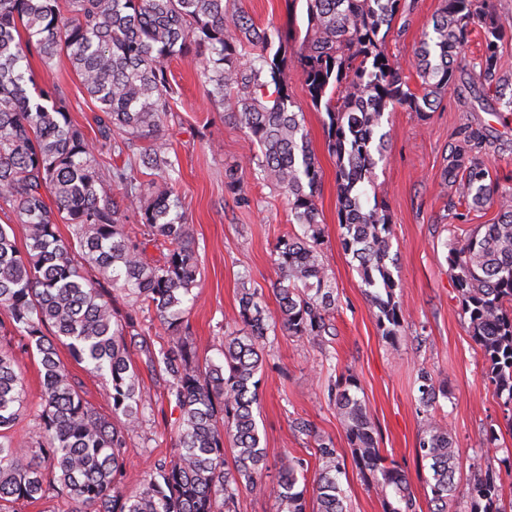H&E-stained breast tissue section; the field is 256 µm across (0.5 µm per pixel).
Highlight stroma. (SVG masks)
I'll list each match as a JSON object with an SVG mask.
<instances>
[{
  "label": "stroma",
  "instance_id": "stroma-1",
  "mask_svg": "<svg viewBox=\"0 0 512 512\" xmlns=\"http://www.w3.org/2000/svg\"><path fill=\"white\" fill-rule=\"evenodd\" d=\"M386 39L389 55L396 59L412 90H419L415 50L423 32L431 30L441 0H406ZM232 10L244 13L255 27H292L298 36L307 29L305 0H230ZM479 39L471 37L456 72L454 86L426 114L396 108L385 112L382 132L388 141L387 157L376 170L374 185L363 198L365 206L381 201L392 226V272L398 287L395 299L404 315L405 330L396 337L383 336L377 309L365 294L355 264L341 244L338 224L336 162L327 149L323 112L311 104L295 67L297 40L288 43L284 76L293 99L304 113V125L323 171L317 205L324 222L320 246L327 274L336 285L334 332L318 340H302L277 333L268 340V356L259 373L260 399L255 410L261 444L267 452L266 484L277 477L281 455L299 459L308 481H315L321 462L314 435L330 439L345 460L338 481L352 512H384L383 495L354 460L328 386L345 372L360 385L383 457L407 475L416 499V512H428L427 481L430 472L417 451L418 438L427 417L418 412L420 372L434 377L441 391L433 411L447 426L459 450L457 481L473 475L493 478L505 499L512 500V430L503 424L502 399L496 397L487 378V364L480 348L467 332L461 298L445 259V243L466 237L477 225L492 223L495 209L454 217L460 195L457 183L443 173L453 157L469 150L467 136L482 131L491 179L512 177V118L498 117L500 104L494 94H482L471 75V61ZM30 67L37 86L59 87L62 104L72 122L92 141L102 170L122 165L97 133L98 105L83 91L78 75L66 56L43 63L31 56ZM175 93L164 121V133L179 159L174 181L136 172L146 193L174 185L182 212L193 233L199 259L197 300L185 319L201 357L221 360L224 329L238 309L241 286L262 290L269 315L278 316L272 291L276 279L274 249L277 242L297 230L288 209L285 189L258 179L247 164L249 141L245 129L210 99L198 67L190 59L169 61ZM238 170V190H229L224 171ZM23 339L12 335L19 351L24 377L25 418L20 427L30 432L40 413V365L21 353ZM59 356L84 390L85 399L100 413L110 414L109 383L76 363L67 348ZM132 362L141 389L151 405L142 426L130 437L124 454L125 492L139 489L140 482L168 456L176 439L180 411L164 394L165 376L149 368L140 355ZM304 419L314 434L293 431L292 423ZM496 427L498 439L487 442L486 431Z\"/></svg>",
  "mask_w": 512,
  "mask_h": 512
}]
</instances>
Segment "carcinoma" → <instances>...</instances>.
Instances as JSON below:
<instances>
[{
	"label": "carcinoma",
	"mask_w": 512,
	"mask_h": 512,
	"mask_svg": "<svg viewBox=\"0 0 512 512\" xmlns=\"http://www.w3.org/2000/svg\"><path fill=\"white\" fill-rule=\"evenodd\" d=\"M402 0H306L308 26L298 51L299 74L316 107L324 106L328 150L336 157L342 245L357 262L361 287L378 309L384 335L399 336L404 317L394 300L398 287L389 263L391 224L379 204L362 203L365 186L386 158L384 112L402 107L424 112L451 88L469 28L483 31L481 54L473 63L481 85L495 88L512 112V75L500 71L498 51L512 42V24L490 14L488 0H441L432 33L416 49L421 92L411 90L385 41ZM25 30L27 39L21 38ZM296 38L291 29L254 27L224 0H0V209L8 207L25 225L26 251L11 227L0 225V308L25 340V352L39 359L41 405L35 436L21 433L22 377L11 349L0 345V512L19 501L38 502L56 492L75 512H236L244 491H263L266 450L254 415L259 373L269 333L279 330L316 340L330 333L335 285L321 261L324 227L317 205L322 170L290 94L279 53ZM250 44L254 57H244ZM65 54L88 96L98 103V134L129 165L163 174L176 172L177 156L163 139L172 88L166 62L201 59L200 77L209 96L243 128L253 147L249 164L262 180L288 191V208L299 232L279 240L274 293L279 317L263 306L257 288H241L239 310L224 330L223 360L199 363V350L184 323L186 304L195 300L198 257L188 224L171 194L144 198L131 174L112 170L123 187L121 201L110 197L93 146L57 104L60 90H40L28 56L46 63ZM149 138L151 148L140 150ZM444 178L460 180L467 211L497 207V219L480 224L463 239L445 243L446 260L467 315V331L489 364L497 396L505 397L512 430V189L489 180L482 154L456 155ZM53 203L45 201V194ZM138 208L147 238L131 235L118 217V203ZM71 226L72 239L58 233V220ZM168 245L163 261L150 258V243ZM122 283L128 303L118 314L101 281ZM150 311L171 335L159 352L140 328ZM68 349L111 384L112 415L84 398L58 354ZM167 378V398L180 410L174 451L145 476L139 490L122 489L127 439L147 409L130 349ZM419 410L436 403V384L419 377ZM356 377L348 373L329 387L357 463L393 501L385 512H416L407 476L385 465L373 435ZM321 461L312 488L317 512H350L338 482L344 459L315 436ZM28 449L23 456L20 449ZM431 471V512H449L465 491L473 512H507L495 483L480 475L466 486L455 482L458 448L448 432L430 420L418 440ZM307 487L298 464L280 460L279 480L270 490L279 512H306Z\"/></svg>",
	"instance_id": "cac0c4a2"
}]
</instances>
